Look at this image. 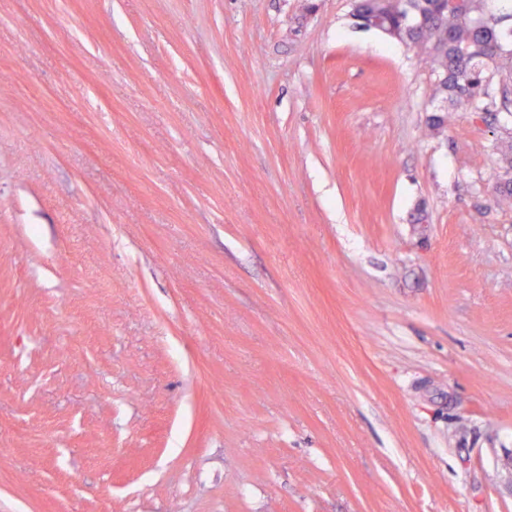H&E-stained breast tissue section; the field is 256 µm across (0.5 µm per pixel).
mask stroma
Segmentation results:
<instances>
[{"label":"stroma","instance_id":"stroma-1","mask_svg":"<svg viewBox=\"0 0 512 512\" xmlns=\"http://www.w3.org/2000/svg\"><path fill=\"white\" fill-rule=\"evenodd\" d=\"M317 4L0 0V512H512V112Z\"/></svg>","mask_w":512,"mask_h":512}]
</instances>
